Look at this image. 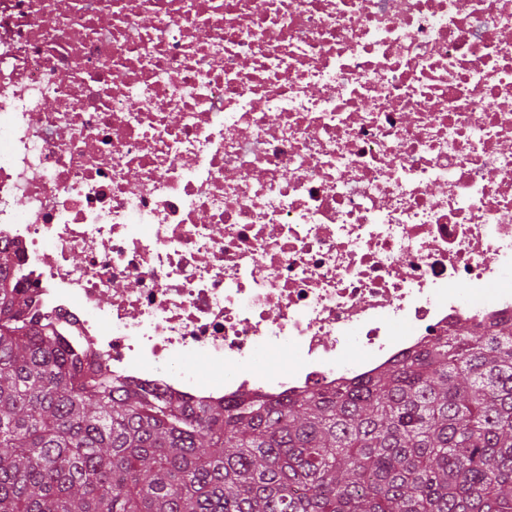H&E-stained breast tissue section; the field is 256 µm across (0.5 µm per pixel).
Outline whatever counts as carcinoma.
I'll list each match as a JSON object with an SVG mask.
<instances>
[{
  "mask_svg": "<svg viewBox=\"0 0 512 512\" xmlns=\"http://www.w3.org/2000/svg\"><path fill=\"white\" fill-rule=\"evenodd\" d=\"M0 251V512H512V318L331 391L191 406L24 318Z\"/></svg>",
  "mask_w": 512,
  "mask_h": 512,
  "instance_id": "1",
  "label": "carcinoma"
}]
</instances>
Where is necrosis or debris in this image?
<instances>
[{
	"instance_id": "4bbe7bcc",
	"label": "necrosis or debris",
	"mask_w": 512,
	"mask_h": 512,
	"mask_svg": "<svg viewBox=\"0 0 512 512\" xmlns=\"http://www.w3.org/2000/svg\"><path fill=\"white\" fill-rule=\"evenodd\" d=\"M0 248L194 406L512 318V0H0Z\"/></svg>"
}]
</instances>
